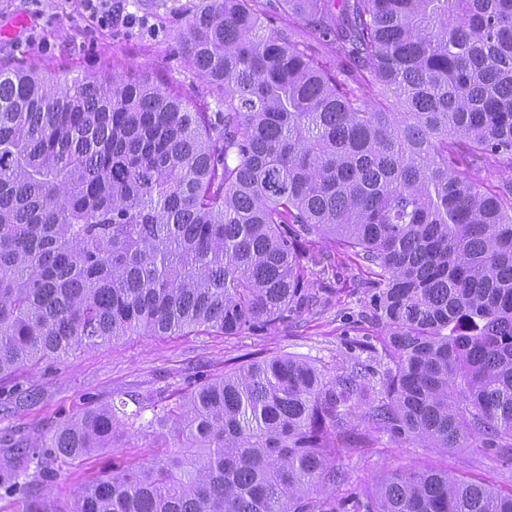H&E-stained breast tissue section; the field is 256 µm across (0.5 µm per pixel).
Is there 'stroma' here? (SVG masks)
<instances>
[{"instance_id":"stroma-1","label":"stroma","mask_w":512,"mask_h":512,"mask_svg":"<svg viewBox=\"0 0 512 512\" xmlns=\"http://www.w3.org/2000/svg\"><path fill=\"white\" fill-rule=\"evenodd\" d=\"M195 2L119 0L118 18L106 26L84 0H0V28L12 30L10 37L0 36V63L36 62L74 76L108 73L115 67L146 71L199 106L204 91L183 63L177 38ZM364 310L365 299L354 286L351 270L344 268L328 305L260 336L226 339L198 328L184 336H125L89 351L43 359L0 381V439L34 440L100 402L147 393L180 395L188 383L222 377L230 359L250 351L266 357L292 355L335 373L350 359L369 358L361 345L376 331L364 319ZM154 454L151 448L107 449L63 467L52 486L30 478L26 492L38 494L47 487L63 502L74 488L112 467ZM337 462L353 488L381 481L401 465L446 468L512 490V447L457 448L444 455L380 434L374 447L344 451Z\"/></svg>"}]
</instances>
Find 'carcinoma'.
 <instances>
[{"label": "carcinoma", "instance_id": "1", "mask_svg": "<svg viewBox=\"0 0 512 512\" xmlns=\"http://www.w3.org/2000/svg\"><path fill=\"white\" fill-rule=\"evenodd\" d=\"M178 39L202 108L146 75L0 65V379L122 336L286 323L330 298L315 239L369 274L384 370L251 357L172 406H91L9 451L51 480L123 426L165 450L23 512H512L435 468L339 494L336 467L373 433L512 443V186L466 173L512 158V0H198Z\"/></svg>", "mask_w": 512, "mask_h": 512}]
</instances>
